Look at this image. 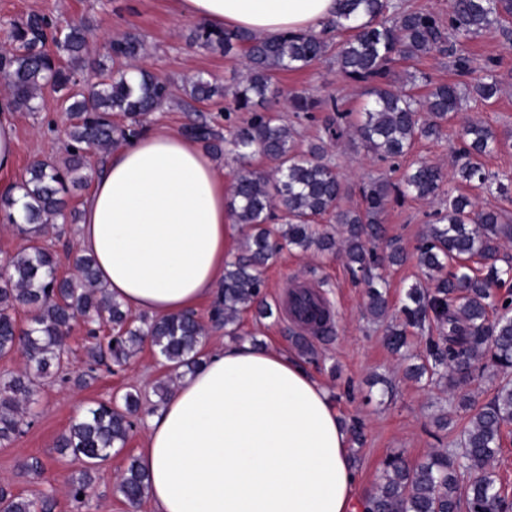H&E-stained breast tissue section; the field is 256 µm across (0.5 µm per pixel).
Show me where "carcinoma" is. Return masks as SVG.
<instances>
[{"label": "carcinoma", "instance_id": "cac0c4a2", "mask_svg": "<svg viewBox=\"0 0 512 512\" xmlns=\"http://www.w3.org/2000/svg\"><path fill=\"white\" fill-rule=\"evenodd\" d=\"M341 9L322 31L283 34L260 39L245 30L217 31L198 23L191 40L199 47L229 54L242 50L247 72L232 91L228 112H249V119L224 136L206 123L193 122L184 132L215 156L232 155L241 164L227 207L235 223L247 228L240 252L224 265V280L215 322L229 336L238 335L240 315L256 310L271 313L266 302L263 268L284 247L303 251L315 246L329 251L332 235L316 229L317 221L331 215L343 225L341 241L353 274L368 284V312L375 320L388 315L386 281L372 270L405 260L393 247L377 250L383 236L382 214L391 200L437 197L446 180L482 188L512 198V183L485 169L482 158L512 146V132L498 133L470 119L460 129L452 174L428 162L410 165L396 180L378 176L360 188L362 206L340 210L345 186L335 166L326 160L328 144L339 141L347 128L366 153L380 161L404 157L420 139H440L448 122L461 111V101L473 96L488 103L498 98L501 80L496 64L487 67L482 81L461 88L456 83L434 86L427 94L414 92L416 77L395 74L398 61L414 62L452 39H469L503 28L512 17V0H451L448 19L425 10L405 9L393 0H340ZM84 24L66 30L53 28L33 14L15 25L10 39L15 48L0 60L12 104L28 112L40 109L50 89L66 91L70 124L68 157L61 164L35 161L18 186L24 199L22 215L15 217V200L0 198V217L16 227L29 246L11 256L0 272V355L20 352L26 368L0 386V442H9L30 425L50 369L63 371L67 338L74 323L90 326L87 351L98 365H123L147 341L175 370L195 369L204 356L205 331L195 313L162 319L135 320L112 300L98 279L95 260L74 258L72 275H56V255L44 243L49 225L77 221L66 207L69 187L81 184L90 149H107L135 135L146 116L169 99L168 83L130 67L144 51V40L126 34L112 40L106 58L91 56ZM329 59L345 78L365 85L368 101L356 112L341 108L331 96L317 99L305 91L277 86L279 72L302 70ZM187 93L195 101L224 95L215 80L201 75L188 81ZM289 102L296 117L314 119L325 112L327 139L301 150L297 130L277 116L280 100ZM118 114L124 122L112 121ZM261 154L274 164V174L249 168ZM284 221L273 235L269 221L275 209ZM512 240V220L497 208H482L469 196L448 190L443 207L416 247L419 264L441 273L436 289L420 286L407 290L400 302V323L388 327L386 344L393 352L407 347V328L435 325L440 336L429 339L427 364L412 371L414 377L445 383L455 391L485 371L499 378L494 399L477 409L460 440L461 452L433 453L411 464L400 452L385 462L382 480L368 493L367 512H458V472L472 475L467 488L470 512H499L512 503L502 491L490 461L501 449L503 429L512 425V302L496 289L512 282V264L497 265L502 243ZM26 309L33 325L22 328L16 312ZM123 404L99 403L71 421L55 447L86 464L71 480L68 497L81 508L88 505L92 470L126 445L140 409L139 393L128 392ZM148 476L137 460L130 461L119 491L136 508L146 497ZM0 504L6 512H56L57 499L45 491L32 498L0 485Z\"/></svg>", "mask_w": 512, "mask_h": 512}]
</instances>
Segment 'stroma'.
Segmentation results:
<instances>
[{"label":"stroma","mask_w":512,"mask_h":512,"mask_svg":"<svg viewBox=\"0 0 512 512\" xmlns=\"http://www.w3.org/2000/svg\"><path fill=\"white\" fill-rule=\"evenodd\" d=\"M33 13L46 15L62 27L79 22L89 25V46L98 58L112 39L126 33L140 35L147 52L139 58V66L165 78L171 90L170 101L148 115L147 126L179 131L197 119L221 131L228 124L248 118L244 112L225 114L229 101L224 97L203 103L187 102L185 85L192 75L209 74L220 84L233 85L243 73V57L238 51L225 55L192 45L189 35L195 21L179 15L176 0H0V45L6 40L10 24L23 22ZM454 47L473 60L468 83L479 82L492 61L505 79L494 103L469 102L467 118L480 120L500 132L512 129V40L492 29L457 41ZM275 82L285 89L306 90L319 98L335 96L347 110L359 109L364 102L362 85L344 78L327 59L299 72L277 74ZM12 117L17 137L16 167L13 172L0 173V184L10 187L26 176L33 161L63 162L67 154L65 130L70 123L63 99L50 92L45 93L40 111L16 110ZM459 127V121H451L447 138L417 142L408 161L426 160L451 170L459 146L455 136ZM328 155L346 188L340 203L344 209L360 204L359 188L364 182L390 169L389 163L374 160L351 141L329 150ZM439 207L436 198L408 197L390 203L386 209V237L408 254L403 265L383 272L391 304H399L413 285L430 289L436 286L418 266L414 251L431 214ZM264 276L271 316L258 318L250 311L240 316L239 337L253 346H276L294 352L293 335L298 327L283 315L280 304L281 299L287 298L290 285L314 282L318 295L332 310L331 337L314 341L315 357L305 360L304 365L329 391L340 420L348 423L357 419L364 426V445L350 448L360 492H367L379 482L383 463L390 454L401 451L408 460L417 461L437 451L458 452L460 436L470 421L469 412L450 405L444 386L404 378L408 361L387 348L384 337L388 323L374 321L368 315V285L352 274L341 249L282 250L269 263ZM67 345L72 379L49 377L32 425L23 435L0 444V484H10L14 493L30 496L47 488L64 493L69 480L81 470L80 462L62 457L55 446L56 438L75 418L77 407L118 401L126 392L136 391L141 396V410L146 413L160 404L154 392L158 381L186 375L185 370H171L147 343L136 350L127 364L109 372L94 368L89 360L82 328H73ZM78 374L85 377L84 385L74 384L73 378ZM443 413L452 418L445 429L435 423L436 416ZM145 434V423H137L125 447L99 466L94 482L98 512H155L148 499L139 508H131L117 490L129 461L137 458L143 447ZM34 458L42 461L43 472H24L22 463Z\"/></svg>","instance_id":"stroma-1"}]
</instances>
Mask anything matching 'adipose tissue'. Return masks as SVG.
Wrapping results in <instances>:
<instances>
[{"label": "adipose tissue", "mask_w": 512, "mask_h": 512, "mask_svg": "<svg viewBox=\"0 0 512 512\" xmlns=\"http://www.w3.org/2000/svg\"><path fill=\"white\" fill-rule=\"evenodd\" d=\"M182 16L261 38L320 31L338 0H178ZM224 167L197 142L148 128L111 148L82 205L77 255L127 311L196 308L224 277ZM139 457L156 512H361L347 434L292 354L227 342L146 416Z\"/></svg>", "instance_id": "adipose-tissue-1"}]
</instances>
